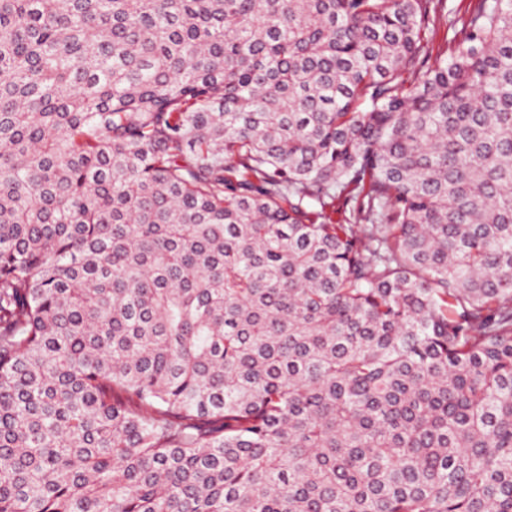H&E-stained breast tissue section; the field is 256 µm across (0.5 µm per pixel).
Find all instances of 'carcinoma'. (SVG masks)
<instances>
[{
	"mask_svg": "<svg viewBox=\"0 0 512 512\" xmlns=\"http://www.w3.org/2000/svg\"><path fill=\"white\" fill-rule=\"evenodd\" d=\"M0 512H512V0H0Z\"/></svg>",
	"mask_w": 512,
	"mask_h": 512,
	"instance_id": "cac0c4a2",
	"label": "carcinoma"
}]
</instances>
